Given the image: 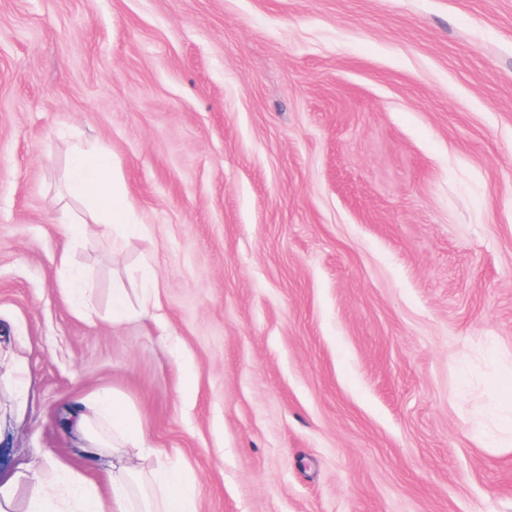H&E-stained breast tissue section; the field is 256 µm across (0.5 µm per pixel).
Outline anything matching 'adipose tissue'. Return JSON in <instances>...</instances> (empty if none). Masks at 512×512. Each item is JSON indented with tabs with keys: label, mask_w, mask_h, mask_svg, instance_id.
Wrapping results in <instances>:
<instances>
[{
	"label": "adipose tissue",
	"mask_w": 512,
	"mask_h": 512,
	"mask_svg": "<svg viewBox=\"0 0 512 512\" xmlns=\"http://www.w3.org/2000/svg\"><path fill=\"white\" fill-rule=\"evenodd\" d=\"M67 189L107 224L123 223L130 207L128 197L114 184L110 157L102 150L74 151ZM94 402L97 412L112 425V469L107 474L111 497L101 498L81 474L57 464L35 477L26 512H46L51 505L76 512H133L135 486L142 474L139 462L152 452L148 430L116 394L98 391Z\"/></svg>",
	"instance_id": "1"
}]
</instances>
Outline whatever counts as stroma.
Returning <instances> with one entry per match:
<instances>
[{"label": "stroma", "instance_id": "1", "mask_svg": "<svg viewBox=\"0 0 512 512\" xmlns=\"http://www.w3.org/2000/svg\"><path fill=\"white\" fill-rule=\"evenodd\" d=\"M101 389L199 512H512V0H0V481ZM67 189L104 224H124V214L131 204L114 185L110 157L105 151L78 147L71 159ZM142 300L138 307L130 304L125 289L116 288L112 291V323L117 325L125 320L133 318H154L155 310L158 308L159 296Z\"/></svg>", "mask_w": 512, "mask_h": 512}]
</instances>
